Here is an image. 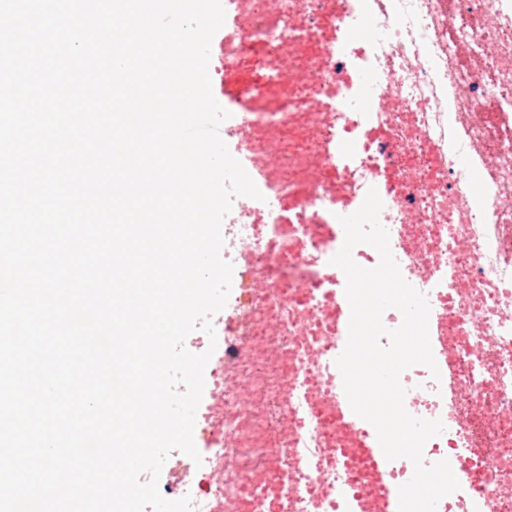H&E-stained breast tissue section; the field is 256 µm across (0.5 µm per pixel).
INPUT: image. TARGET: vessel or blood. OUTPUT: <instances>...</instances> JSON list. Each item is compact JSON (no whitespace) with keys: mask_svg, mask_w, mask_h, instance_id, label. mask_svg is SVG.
Returning a JSON list of instances; mask_svg holds the SVG:
<instances>
[{"mask_svg":"<svg viewBox=\"0 0 512 512\" xmlns=\"http://www.w3.org/2000/svg\"><path fill=\"white\" fill-rule=\"evenodd\" d=\"M430 344L440 376L431 380L429 391L444 400V415L452 421L456 418L452 400L457 386L449 377L448 355L442 349L439 337H431ZM325 388L330 394V417L335 420L337 429L356 447L368 474L365 484L355 486L338 497L336 512H398L399 488L411 479L413 466L405 458L386 459L374 427L352 411L343 389L341 373H334ZM481 455L478 448L454 449L452 459L456 479L464 480L471 462ZM349 462L346 449L323 448L315 458V467L325 475L340 470Z\"/></svg>","mask_w":512,"mask_h":512,"instance_id":"b4317fda","label":"vessel or blood"}]
</instances>
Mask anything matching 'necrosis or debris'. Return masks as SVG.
<instances>
[{
	"mask_svg": "<svg viewBox=\"0 0 512 512\" xmlns=\"http://www.w3.org/2000/svg\"><path fill=\"white\" fill-rule=\"evenodd\" d=\"M222 70L235 138L264 205L234 200L224 255L240 291L217 318L222 356L197 424L201 463L176 460L194 512H265L266 482L343 441L299 369L335 366L331 265L368 189L429 328L454 339V408L484 453L447 512H512V0H231ZM397 108L375 106L377 98ZM492 99L493 119L480 118ZM353 142L343 161L338 142Z\"/></svg>",
	"mask_w": 512,
	"mask_h": 512,
	"instance_id": "4bbe7bcc",
	"label": "necrosis or debris"
}]
</instances>
